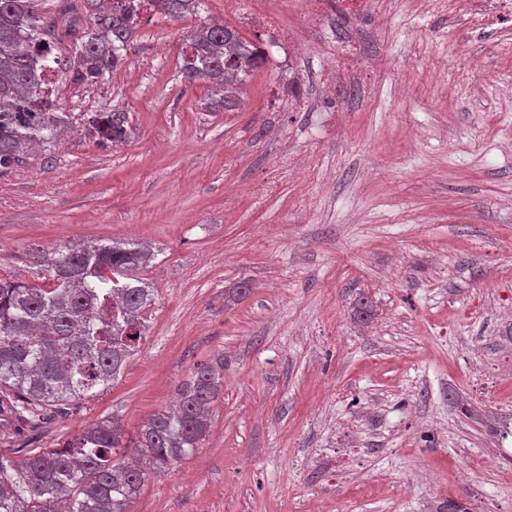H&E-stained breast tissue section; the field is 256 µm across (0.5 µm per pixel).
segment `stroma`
<instances>
[{
  "label": "stroma",
  "instance_id": "1",
  "mask_svg": "<svg viewBox=\"0 0 512 512\" xmlns=\"http://www.w3.org/2000/svg\"><path fill=\"white\" fill-rule=\"evenodd\" d=\"M463 6L323 0L317 22L307 0H203L146 15L99 83H61L68 132L0 175V278L33 280L32 244L145 241L155 302L111 388L5 427L0 456L109 417L136 435L220 360L206 439L129 512H512V34L457 25ZM252 14L285 37L212 112L185 37L264 45ZM115 109L135 134L105 146L82 118ZM286 150L304 175H274Z\"/></svg>",
  "mask_w": 512,
  "mask_h": 512
}]
</instances>
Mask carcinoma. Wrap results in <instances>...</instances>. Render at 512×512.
<instances>
[{
    "mask_svg": "<svg viewBox=\"0 0 512 512\" xmlns=\"http://www.w3.org/2000/svg\"><path fill=\"white\" fill-rule=\"evenodd\" d=\"M202 0H0V173L33 146L67 128L53 85L62 71L96 84L126 60L143 12L175 19ZM89 15L85 24L83 15ZM184 81L213 84L211 109L236 106L227 87L243 84L264 55L223 24L201 23L187 36ZM128 113L97 112L87 132L118 145L131 137ZM36 280L0 278V407L30 427L66 414L118 380L145 332L155 288L137 272L153 245L107 240L34 246ZM224 366L197 365L176 405L149 417L133 437L117 418L101 419L61 448L0 457V512H129L150 475L169 471L201 447Z\"/></svg>",
    "mask_w": 512,
    "mask_h": 512,
    "instance_id": "carcinoma-1",
    "label": "carcinoma"
}]
</instances>
